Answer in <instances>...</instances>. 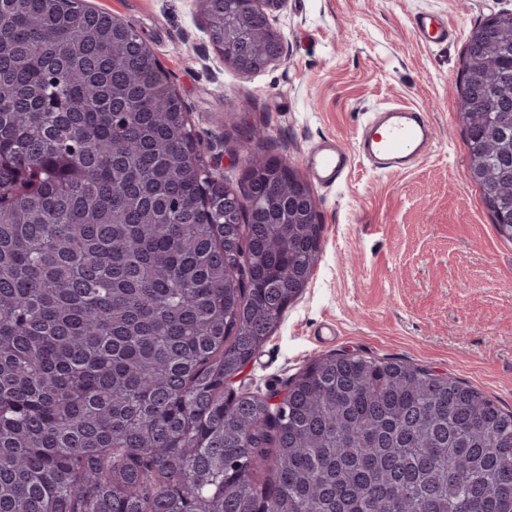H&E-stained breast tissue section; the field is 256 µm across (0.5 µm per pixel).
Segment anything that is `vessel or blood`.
I'll return each instance as SVG.
<instances>
[{
	"mask_svg": "<svg viewBox=\"0 0 512 512\" xmlns=\"http://www.w3.org/2000/svg\"><path fill=\"white\" fill-rule=\"evenodd\" d=\"M413 29L428 45L447 42L450 36L447 22L432 14L415 17ZM433 143V126L425 112L406 105L387 107L372 113L364 123L356 152L326 138L308 153L305 163L317 184L332 186L344 177L353 155H360L380 170L404 171L422 161Z\"/></svg>",
	"mask_w": 512,
	"mask_h": 512,
	"instance_id": "b4317fda",
	"label": "vessel or blood"
}]
</instances>
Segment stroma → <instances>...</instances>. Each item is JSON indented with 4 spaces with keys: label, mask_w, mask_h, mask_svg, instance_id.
I'll return each mask as SVG.
<instances>
[{
    "label": "stroma",
    "mask_w": 512,
    "mask_h": 512,
    "mask_svg": "<svg viewBox=\"0 0 512 512\" xmlns=\"http://www.w3.org/2000/svg\"><path fill=\"white\" fill-rule=\"evenodd\" d=\"M86 4L133 24L153 48L229 185L251 154L307 177L315 142L353 146L379 108L415 106L433 125L432 151L413 169L379 172L356 156L342 181L313 186L317 267L239 391H283L316 357L359 354L452 376L512 410V240L469 176L459 118L469 33L512 0H285L275 25L286 54L248 75L215 50L199 0ZM420 12L447 21V44L417 39ZM252 127L263 140L245 138Z\"/></svg>",
    "instance_id": "obj_1"
}]
</instances>
